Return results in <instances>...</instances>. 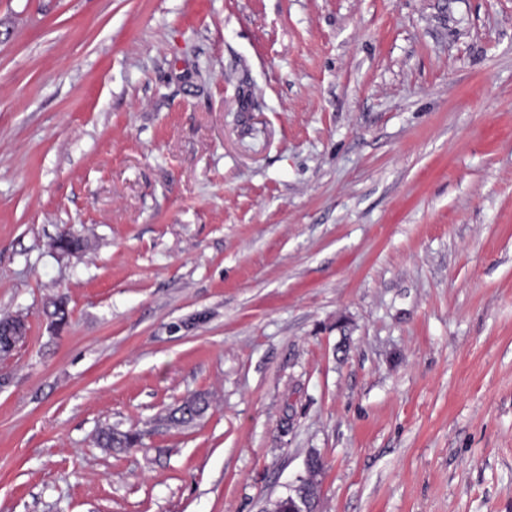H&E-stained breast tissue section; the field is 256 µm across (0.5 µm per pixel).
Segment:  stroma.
I'll list each match as a JSON object with an SVG mask.
<instances>
[{"label":"stroma","instance_id":"obj_1","mask_svg":"<svg viewBox=\"0 0 512 512\" xmlns=\"http://www.w3.org/2000/svg\"><path fill=\"white\" fill-rule=\"evenodd\" d=\"M6 314L0 512H512V0H0ZM53 249L61 255H78L88 247V242L79 235L70 232H63L54 240ZM138 435L132 432H123L115 428L106 427L101 430L98 445L101 448H131L138 442Z\"/></svg>","mask_w":512,"mask_h":512}]
</instances>
